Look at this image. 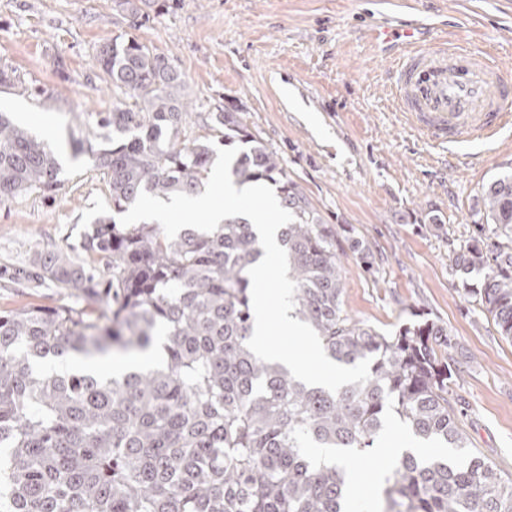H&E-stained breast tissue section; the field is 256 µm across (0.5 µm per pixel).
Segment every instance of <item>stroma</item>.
<instances>
[{
  "mask_svg": "<svg viewBox=\"0 0 512 512\" xmlns=\"http://www.w3.org/2000/svg\"><path fill=\"white\" fill-rule=\"evenodd\" d=\"M419 23L428 40L448 31L491 50L512 81V0H166L139 24L114 0H0V66L24 83L0 88V109L62 165L51 196L0 203V270L49 244L73 246L84 224L111 213L91 162L101 142L79 115L112 108L92 67L98 46L135 38L183 73L194 111L238 108L326 223L369 245L373 272L353 253L342 257L351 315L387 333L418 312L447 328L463 363L448 398L467 446L512 477V340L464 293L450 262L483 221V186L512 172V128L480 144L481 160L462 169L410 127L392 103L391 50L370 31ZM72 301L52 286H0V310Z\"/></svg>",
  "mask_w": 512,
  "mask_h": 512,
  "instance_id": "obj_1",
  "label": "stroma"
}]
</instances>
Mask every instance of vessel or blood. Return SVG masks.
Masks as SVG:
<instances>
[{
  "label": "vessel or blood",
  "instance_id": "obj_1",
  "mask_svg": "<svg viewBox=\"0 0 512 512\" xmlns=\"http://www.w3.org/2000/svg\"><path fill=\"white\" fill-rule=\"evenodd\" d=\"M392 71L394 102L434 145L490 141L512 127V85L486 52L411 36L397 45Z\"/></svg>",
  "mask_w": 512,
  "mask_h": 512
}]
</instances>
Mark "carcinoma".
<instances>
[{
	"instance_id": "carcinoma-1",
	"label": "carcinoma",
	"mask_w": 512,
	"mask_h": 512,
	"mask_svg": "<svg viewBox=\"0 0 512 512\" xmlns=\"http://www.w3.org/2000/svg\"><path fill=\"white\" fill-rule=\"evenodd\" d=\"M146 2L116 7L135 20ZM93 59L123 95L109 112L83 113L104 142L91 155L112 211L127 212L141 191L168 200L204 190L214 149L193 135L192 118L240 143L233 183L268 182L294 216L276 237L297 285L294 315L334 362L370 360V377L332 393L248 350V269L264 255L248 220L170 240L157 224L120 226L101 214L81 236L88 262L46 248L11 274L16 285L52 284L78 302L0 311V512H344L342 461L366 455L393 418L460 459L404 452L382 512H512V479L465 452L448 399L459 366L447 328L424 320L390 334L349 315L341 256L350 249L370 272V249L339 239L239 110L190 112L184 76L136 39L117 35ZM61 170L47 143L0 112V202L54 192ZM478 204L501 242L489 257L476 240L453 263L477 273L462 279L465 294L512 339V174L485 185ZM152 347L156 364L108 379L38 370Z\"/></svg>"
}]
</instances>
